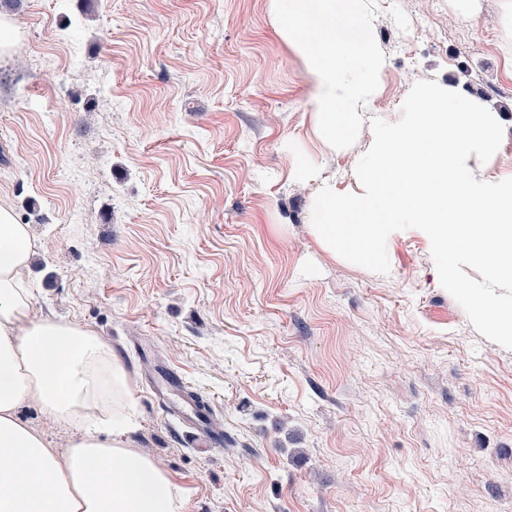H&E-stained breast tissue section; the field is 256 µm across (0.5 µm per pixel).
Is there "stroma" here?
I'll return each instance as SVG.
<instances>
[{"instance_id": "1", "label": "stroma", "mask_w": 512, "mask_h": 512, "mask_svg": "<svg viewBox=\"0 0 512 512\" xmlns=\"http://www.w3.org/2000/svg\"><path fill=\"white\" fill-rule=\"evenodd\" d=\"M453 0H378L374 117L421 80L483 90L505 128L480 170L512 178V25ZM0 203L29 225L35 316L90 329L122 363L131 437L190 512H490L512 494V350L436 282L418 229L379 277L314 235L289 143L353 189L373 135L314 132L272 0H0ZM165 366L224 423L200 452L151 389ZM20 419L65 452L36 401Z\"/></svg>"}]
</instances>
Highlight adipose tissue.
I'll list each match as a JSON object with an SVG mask.
<instances>
[{
  "mask_svg": "<svg viewBox=\"0 0 512 512\" xmlns=\"http://www.w3.org/2000/svg\"><path fill=\"white\" fill-rule=\"evenodd\" d=\"M35 254L28 225L0 204V512H189V489L131 447L127 417L111 408L125 386L111 351L80 324L32 314L23 273ZM32 399L79 427L65 453L19 419ZM106 413L103 440L90 422Z\"/></svg>",
  "mask_w": 512,
  "mask_h": 512,
  "instance_id": "obj_1",
  "label": "adipose tissue"
}]
</instances>
